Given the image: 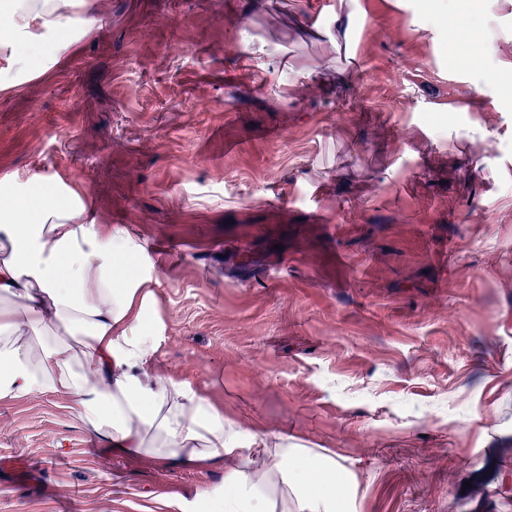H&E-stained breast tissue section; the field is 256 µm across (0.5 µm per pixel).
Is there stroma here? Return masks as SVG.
Segmentation results:
<instances>
[{"label":"stroma","mask_w":512,"mask_h":512,"mask_svg":"<svg viewBox=\"0 0 512 512\" xmlns=\"http://www.w3.org/2000/svg\"><path fill=\"white\" fill-rule=\"evenodd\" d=\"M102 0L0 90V181L154 256L152 364L341 459L352 512H512V0ZM491 37L481 73L448 29ZM0 512H169L63 400L0 403Z\"/></svg>","instance_id":"obj_1"}]
</instances>
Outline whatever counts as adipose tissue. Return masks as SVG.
Here are the masks:
<instances>
[{
    "instance_id": "obj_1",
    "label": "adipose tissue",
    "mask_w": 512,
    "mask_h": 512,
    "mask_svg": "<svg viewBox=\"0 0 512 512\" xmlns=\"http://www.w3.org/2000/svg\"><path fill=\"white\" fill-rule=\"evenodd\" d=\"M98 0H16L0 25V88L71 49L78 14ZM150 256L121 225L85 219L75 197L0 189V402L55 395L116 451L223 484L198 512H348L341 462L263 422L240 428L224 405L155 370Z\"/></svg>"
}]
</instances>
